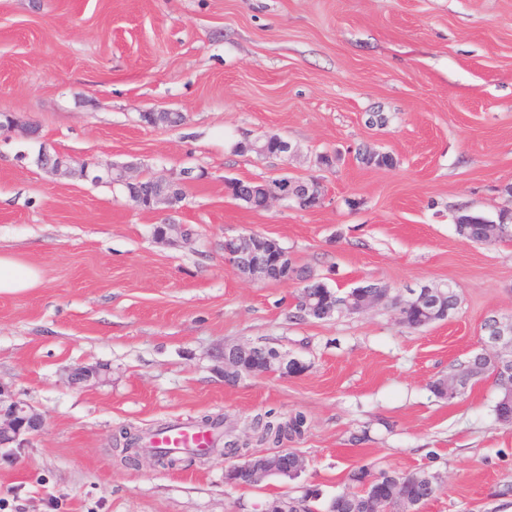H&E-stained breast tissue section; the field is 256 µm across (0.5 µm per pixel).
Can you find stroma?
Instances as JSON below:
<instances>
[{
  "label": "stroma",
  "instance_id": "35a3bbf8",
  "mask_svg": "<svg viewBox=\"0 0 512 512\" xmlns=\"http://www.w3.org/2000/svg\"><path fill=\"white\" fill-rule=\"evenodd\" d=\"M166 111L182 123H146ZM0 115L17 124L0 131V254L41 280L0 294V385L45 418L0 459V512H261L310 487L311 512H327L362 465L442 476L421 512H512L492 380L450 401L429 387L479 352L487 317L512 314V241L455 230L462 212L512 207V0H0ZM271 135L292 153L253 150ZM43 147L185 178L166 217L191 243H157L166 217L120 186L45 172ZM284 173L318 178L322 208L250 209L224 184ZM250 232L328 287L449 286L460 304L420 330L384 305L295 319L296 284L225 266V236ZM238 343L307 369L225 382ZM77 366L102 377L70 386ZM271 408L307 419L297 480L229 486L218 452L173 470L112 456L122 425L207 414L241 430Z\"/></svg>",
  "mask_w": 512,
  "mask_h": 512
}]
</instances>
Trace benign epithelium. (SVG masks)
<instances>
[{"instance_id":"obj_1","label":"benign epithelium","mask_w":512,"mask_h":512,"mask_svg":"<svg viewBox=\"0 0 512 512\" xmlns=\"http://www.w3.org/2000/svg\"><path fill=\"white\" fill-rule=\"evenodd\" d=\"M38 165L55 175H66L74 171L83 178L96 182L110 179L128 189L139 185L141 176L134 174V166L109 163L103 166L83 164L76 169L70 160L57 152L42 150L37 158ZM157 189L150 195V210H172L173 205L182 197L184 181L163 176L155 177ZM232 195L246 203L257 193L270 203L273 198L306 205L310 210L323 204L322 183L309 178L294 179L283 177L274 182V187L262 181L250 180L238 183L230 188ZM157 238L162 241L188 239L190 233L182 224L169 220L163 221ZM224 264L237 274L246 278L267 280L270 271L286 269L293 265L288 253L277 246H271V240L254 233H241L224 237ZM442 290L424 287L409 300L397 299V303L406 307L410 304H424L430 309L439 307ZM377 295L372 292V285L356 287L349 294V299L325 304L323 316L330 318L344 315L352 310L363 312L376 303ZM480 357L494 360L496 373L502 381H512V317H488L482 327ZM307 365L297 359L288 358V354L276 348L262 345H231L224 350V378L235 382L243 376L280 373L296 375L305 372ZM100 376L96 367H75L69 370L68 379L73 385L82 384ZM44 416L27 402L16 397L10 390L0 386V453L13 448H23L31 436L42 429ZM237 466L246 468L252 475L254 483L263 482L269 475L300 474L306 469L305 458L290 448H281L267 458L261 454L233 455ZM364 486L371 488L366 500L367 512H388V503L396 496L397 486L394 480L382 478L376 472L364 478Z\"/></svg>"}]
</instances>
